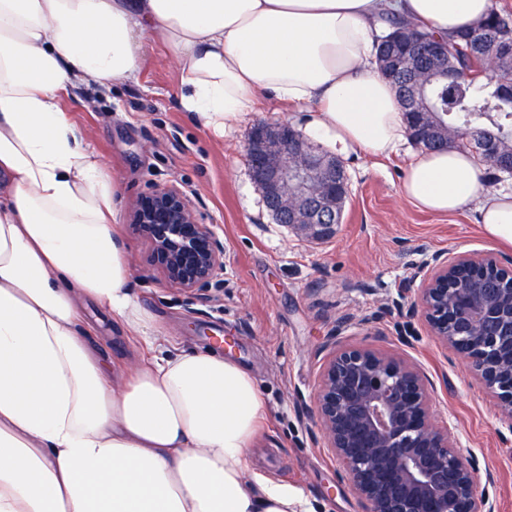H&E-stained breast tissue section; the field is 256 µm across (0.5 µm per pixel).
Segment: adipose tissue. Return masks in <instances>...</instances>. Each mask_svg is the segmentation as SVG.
<instances>
[{
	"mask_svg": "<svg viewBox=\"0 0 512 512\" xmlns=\"http://www.w3.org/2000/svg\"><path fill=\"white\" fill-rule=\"evenodd\" d=\"M493 0H0V512H319L255 468L265 402L215 350L161 354L131 375L92 351V300L131 336L157 329L115 234V187L60 106L74 82L133 78L148 43L180 74V102L215 126L270 94L311 107L326 149L387 157L407 138L376 69L383 20L452 36ZM402 195L424 210L476 203L512 245V188L486 190L462 148L415 157Z\"/></svg>",
	"mask_w": 512,
	"mask_h": 512,
	"instance_id": "1",
	"label": "adipose tissue"
}]
</instances>
